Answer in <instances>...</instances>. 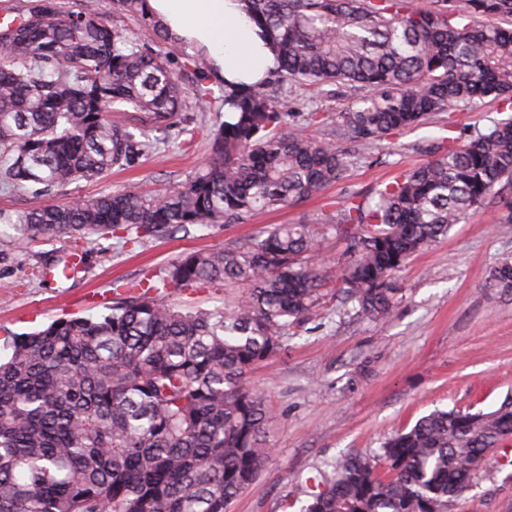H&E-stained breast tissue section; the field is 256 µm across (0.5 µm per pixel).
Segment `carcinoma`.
Masks as SVG:
<instances>
[{
    "label": "carcinoma",
    "mask_w": 512,
    "mask_h": 512,
    "mask_svg": "<svg viewBox=\"0 0 512 512\" xmlns=\"http://www.w3.org/2000/svg\"><path fill=\"white\" fill-rule=\"evenodd\" d=\"M158 42L84 10L36 0L0 41V188L31 205L0 215L28 243L135 228L146 235L238 224L345 181L362 152L432 114L491 97L512 113V0H246L277 67L251 86L224 85L229 121L211 158L173 189L45 205L78 180L135 168L157 148L188 96L213 97L209 63L186 91L147 0H116ZM336 87V117L288 107V89ZM121 104L127 124L108 119ZM333 124L326 138L301 120ZM350 136L358 151L339 148ZM369 197L323 215L345 240L336 297L373 321L394 313L396 271L493 203L512 224V116ZM317 232L274 224L217 251L188 252L128 284L96 316L57 320L12 341L0 364V512H227L269 454L268 406L247 376L310 319L330 277ZM512 289V261L491 275ZM224 289V307L168 297ZM512 439V398L488 412L435 410L368 456L344 453L308 478L304 512H453Z\"/></svg>",
    "instance_id": "carcinoma-1"
}]
</instances>
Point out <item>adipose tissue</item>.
<instances>
[{
  "label": "adipose tissue",
  "instance_id": "adipose-tissue-1",
  "mask_svg": "<svg viewBox=\"0 0 512 512\" xmlns=\"http://www.w3.org/2000/svg\"><path fill=\"white\" fill-rule=\"evenodd\" d=\"M146 6L169 35L204 52L221 79L251 84L276 66L244 0H147Z\"/></svg>",
  "mask_w": 512,
  "mask_h": 512
}]
</instances>
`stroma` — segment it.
Wrapping results in <instances>:
<instances>
[{
    "label": "stroma",
    "instance_id": "1",
    "mask_svg": "<svg viewBox=\"0 0 512 512\" xmlns=\"http://www.w3.org/2000/svg\"><path fill=\"white\" fill-rule=\"evenodd\" d=\"M500 118L487 99L450 116H432L367 150L346 181L241 224L154 236L119 230L49 244L20 241L10 225L0 224V360L10 355L11 336L68 315L98 313L93 293L108 302L115 286L140 281L183 253L240 242L273 224H316L346 194H370L425 163L427 145L448 135L468 141ZM223 119L216 109L190 108L183 124L159 133L156 151L140 167L73 182L49 201L176 186L208 161L209 132ZM498 213L496 205H486L403 266L390 319L368 320L326 294L284 350L251 373L250 387L269 407L271 453L228 512H300L308 502L307 477L336 456L378 453L397 431L434 410L487 412L512 395V290L488 285L491 270L512 260V224L498 223ZM73 249L85 252L87 267L56 284L52 264ZM454 512H512V460L493 459Z\"/></svg>",
    "mask_w": 512,
    "mask_h": 512
}]
</instances>
